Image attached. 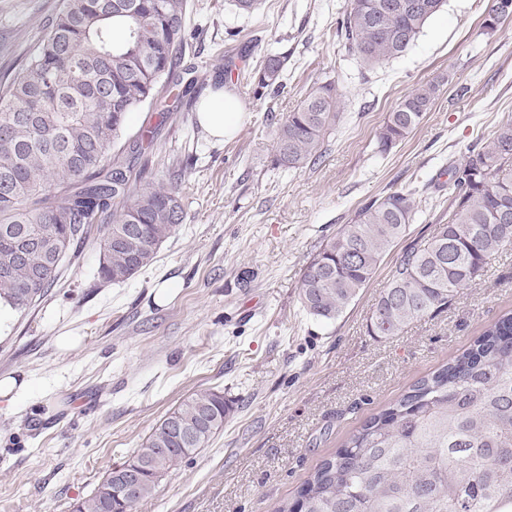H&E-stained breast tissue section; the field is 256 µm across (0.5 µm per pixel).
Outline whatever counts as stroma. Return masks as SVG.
I'll use <instances>...</instances> for the list:
<instances>
[{
  "mask_svg": "<svg viewBox=\"0 0 512 512\" xmlns=\"http://www.w3.org/2000/svg\"><path fill=\"white\" fill-rule=\"evenodd\" d=\"M62 0H0V70L35 49ZM491 0H448L408 52L364 68L336 30L345 0H190L185 64L192 103L142 160L144 182L178 171L186 220L154 263L112 284L98 276V232L36 305L0 322V512H74L183 399L214 388L235 402L207 448L132 512H272L315 466L414 381L512 309V249L448 308L384 339L372 305L402 254L447 222L450 164L512 119V20L488 29ZM284 89L257 94L269 57ZM231 83L247 117L219 143L198 98ZM334 83L336 124L323 156L293 171L274 161L273 125L312 87ZM438 87L419 124L389 152L377 133L415 88ZM414 187L418 210L374 277L330 323L301 308L306 267L372 199ZM170 285L168 296L158 293Z\"/></svg>",
  "mask_w": 512,
  "mask_h": 512,
  "instance_id": "stroma-1",
  "label": "stroma"
}]
</instances>
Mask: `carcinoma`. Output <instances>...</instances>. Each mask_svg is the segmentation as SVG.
<instances>
[{"label": "carcinoma", "instance_id": "1", "mask_svg": "<svg viewBox=\"0 0 512 512\" xmlns=\"http://www.w3.org/2000/svg\"><path fill=\"white\" fill-rule=\"evenodd\" d=\"M347 0L336 19L360 62L402 56L447 0L384 10ZM189 0H63L36 50L0 72V301L31 308L79 258L92 225L101 232L98 273L123 283L151 266L184 223L177 188L139 184L137 166L172 119L191 83L176 76L187 46ZM282 63L267 60L258 87L284 88ZM437 85H422L388 113L377 136L388 152L423 118ZM336 86L313 88L276 126L275 163L301 170L321 156L335 125ZM149 108L157 123L127 130ZM417 190L357 210L309 262L300 304L336 320L365 288L412 223ZM448 223L408 250L376 298L367 323L377 338L445 308L512 247V122L450 167ZM512 310L484 324L470 344L368 417L274 512H512ZM232 401L199 390L109 470L75 512H132L184 460L224 427ZM138 472L129 496L117 494Z\"/></svg>", "mask_w": 512, "mask_h": 512}]
</instances>
